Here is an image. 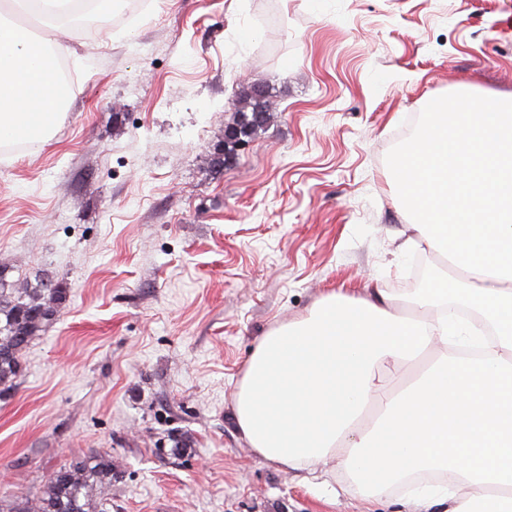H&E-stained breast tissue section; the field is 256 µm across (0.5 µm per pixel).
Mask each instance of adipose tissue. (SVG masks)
Masks as SVG:
<instances>
[{"label": "adipose tissue", "mask_w": 512, "mask_h": 512, "mask_svg": "<svg viewBox=\"0 0 512 512\" xmlns=\"http://www.w3.org/2000/svg\"><path fill=\"white\" fill-rule=\"evenodd\" d=\"M47 43L0 17V146L47 141L67 88ZM396 181L440 276L398 311L389 296L325 297L265 336L235 418L265 460L335 459L369 499L403 486L411 512H512V97L428 100Z\"/></svg>", "instance_id": "ef3b65f1"}]
</instances>
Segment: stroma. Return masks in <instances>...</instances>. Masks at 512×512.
<instances>
[{
    "label": "stroma",
    "instance_id": "obj_1",
    "mask_svg": "<svg viewBox=\"0 0 512 512\" xmlns=\"http://www.w3.org/2000/svg\"><path fill=\"white\" fill-rule=\"evenodd\" d=\"M73 24L48 142L0 149V279L69 297L0 396V500L95 449L107 512H401L257 455L235 393L331 293L401 301L395 181L426 99L512 94V0H149ZM267 126L222 165L244 83ZM188 447H180V440Z\"/></svg>",
    "mask_w": 512,
    "mask_h": 512
}]
</instances>
